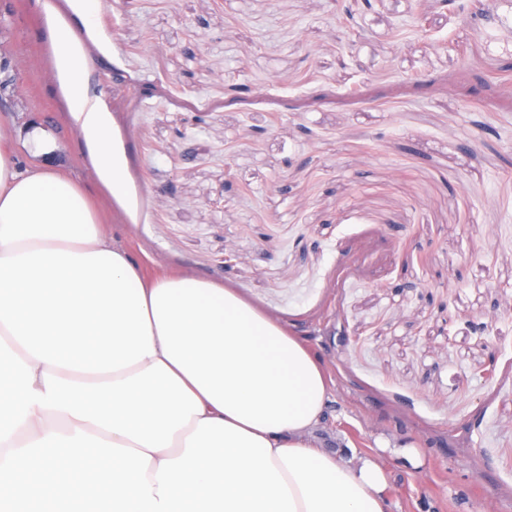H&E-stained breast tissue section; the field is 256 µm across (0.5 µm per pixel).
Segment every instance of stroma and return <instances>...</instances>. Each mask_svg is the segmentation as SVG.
I'll use <instances>...</instances> for the list:
<instances>
[{
    "mask_svg": "<svg viewBox=\"0 0 512 512\" xmlns=\"http://www.w3.org/2000/svg\"><path fill=\"white\" fill-rule=\"evenodd\" d=\"M479 4L490 22L441 0H102L85 27L79 0H0L21 158L76 179L147 278L229 288L307 342L320 435L377 458L391 512H512V107L474 80L512 61V0ZM58 18L124 208L66 121Z\"/></svg>",
    "mask_w": 512,
    "mask_h": 512,
    "instance_id": "35a3bbf8",
    "label": "stroma"
}]
</instances>
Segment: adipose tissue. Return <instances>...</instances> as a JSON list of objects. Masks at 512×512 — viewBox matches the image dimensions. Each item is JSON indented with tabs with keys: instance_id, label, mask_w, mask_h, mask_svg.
<instances>
[{
	"instance_id": "adipose-tissue-1",
	"label": "adipose tissue",
	"mask_w": 512,
	"mask_h": 512,
	"mask_svg": "<svg viewBox=\"0 0 512 512\" xmlns=\"http://www.w3.org/2000/svg\"><path fill=\"white\" fill-rule=\"evenodd\" d=\"M68 119L113 200L120 157L74 28H48ZM0 512H54L81 469L105 512H390L369 457L324 449L313 350L230 289L149 279L78 183L22 163L0 122Z\"/></svg>"
}]
</instances>
